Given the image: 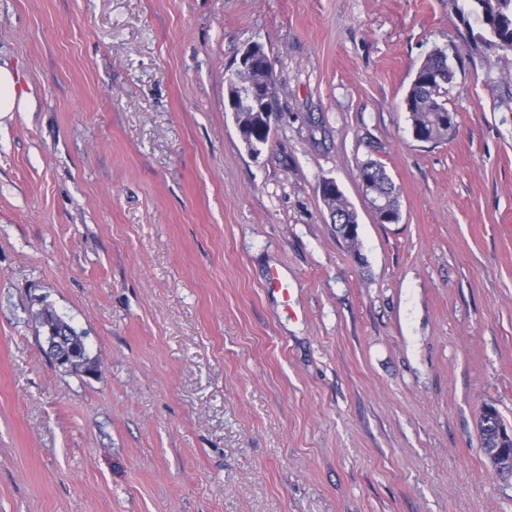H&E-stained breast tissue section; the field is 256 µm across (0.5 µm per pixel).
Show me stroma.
Returning a JSON list of instances; mask_svg holds the SVG:
<instances>
[{
	"label": "stroma",
	"instance_id": "35a3bbf8",
	"mask_svg": "<svg viewBox=\"0 0 512 512\" xmlns=\"http://www.w3.org/2000/svg\"><path fill=\"white\" fill-rule=\"evenodd\" d=\"M463 31L451 0H0L31 102L0 119V512H512L479 431L512 426V52ZM254 43L256 156L227 107ZM451 47L423 143L404 99ZM45 305L94 374L50 362ZM257 47V51L254 53V62L250 76L243 74L239 77V84L242 89L249 93L252 91V86L258 91L270 89L275 93L276 77L273 68V64L269 61V58L261 51L259 44H253ZM267 67L269 79L264 82V70ZM272 92L267 94V97L261 104L256 103V112L253 114L256 116L258 123L261 125L263 130L267 132V138L265 141L253 146L247 147V151L250 155H258L261 153L262 148L268 144L271 133H272V119L276 115L275 109V97ZM455 70L445 50H434L418 67L405 101L416 139L436 142L455 129V115L448 109V86ZM361 167H369L374 170L377 182L375 185V179L373 177V171L363 172L358 171V179L361 187V191L363 194V197L365 201L367 202L368 206L370 207L372 213L375 216L382 217L384 220V223L390 224L395 223V215L393 212H389L388 209L385 207L386 204L383 203L378 198V192L388 199V201L391 203V205H394V207L399 210V203L396 197L395 192V186L391 180V178L386 173V170L384 167L378 163L369 162L362 164ZM377 186V189H376Z\"/></svg>",
	"mask_w": 512,
	"mask_h": 512
}]
</instances>
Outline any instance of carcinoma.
<instances>
[{
  "mask_svg": "<svg viewBox=\"0 0 512 512\" xmlns=\"http://www.w3.org/2000/svg\"><path fill=\"white\" fill-rule=\"evenodd\" d=\"M466 5L457 7L460 16H470L477 22L478 31L471 33L474 53L512 52V0H465ZM455 78V70L444 50L436 49L420 64L407 92L405 101L410 113L411 128L416 138L424 142L445 139L455 129V115L448 109V86ZM242 90L249 93L275 90L276 77L273 64L260 50L254 53L250 74L239 77ZM367 167L374 170L378 192L399 207L395 186L384 167L369 162ZM37 318L46 332H73L63 336L53 346L56 355L63 359L60 366L76 374L87 370L90 362L86 347V336L59 316L52 307L45 305Z\"/></svg>",
  "mask_w": 512,
  "mask_h": 512,
  "instance_id": "cac0c4a2",
  "label": "carcinoma"
}]
</instances>
